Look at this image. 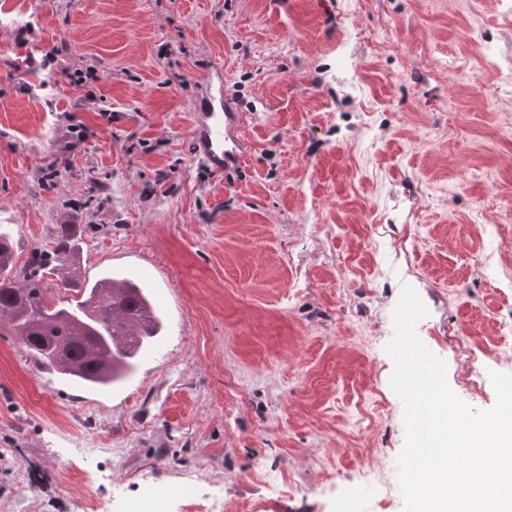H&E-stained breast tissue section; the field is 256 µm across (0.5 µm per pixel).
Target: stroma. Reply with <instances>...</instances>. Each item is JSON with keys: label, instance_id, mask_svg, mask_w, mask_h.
I'll return each instance as SVG.
<instances>
[{"label": "stroma", "instance_id": "stroma-1", "mask_svg": "<svg viewBox=\"0 0 512 512\" xmlns=\"http://www.w3.org/2000/svg\"><path fill=\"white\" fill-rule=\"evenodd\" d=\"M486 45L512 59V0H0L16 261L74 224L86 279L146 264L168 297L105 389L0 336V512H122L193 471L264 512H402V286L463 401L512 374V74ZM215 63L248 141L226 176L189 137Z\"/></svg>", "mask_w": 512, "mask_h": 512}]
</instances>
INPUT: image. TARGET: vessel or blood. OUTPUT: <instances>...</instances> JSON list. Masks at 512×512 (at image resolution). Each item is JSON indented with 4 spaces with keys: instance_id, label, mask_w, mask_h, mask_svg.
<instances>
[{
    "instance_id": "vessel-or-blood-1",
    "label": "vessel or blood",
    "mask_w": 512,
    "mask_h": 512,
    "mask_svg": "<svg viewBox=\"0 0 512 512\" xmlns=\"http://www.w3.org/2000/svg\"><path fill=\"white\" fill-rule=\"evenodd\" d=\"M206 92L194 104L190 136L194 154L217 175L234 169L243 157L244 142L237 130L242 113L224 91V68L212 66L205 77Z\"/></svg>"
}]
</instances>
